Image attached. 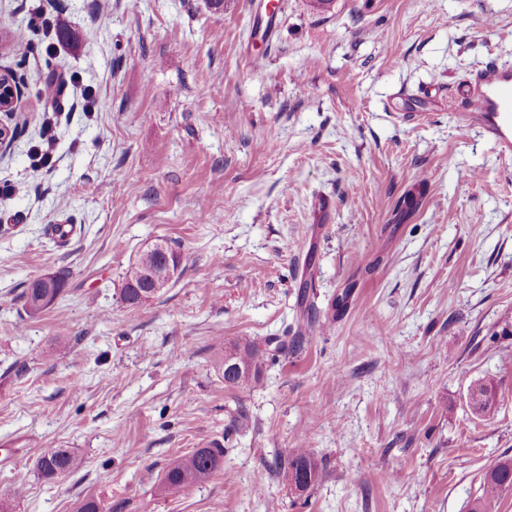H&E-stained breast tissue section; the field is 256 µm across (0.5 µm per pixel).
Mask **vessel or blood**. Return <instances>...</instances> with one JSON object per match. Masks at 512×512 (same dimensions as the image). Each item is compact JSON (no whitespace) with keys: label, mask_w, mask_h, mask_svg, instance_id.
I'll return each mask as SVG.
<instances>
[{"label":"vessel or blood","mask_w":512,"mask_h":512,"mask_svg":"<svg viewBox=\"0 0 512 512\" xmlns=\"http://www.w3.org/2000/svg\"><path fill=\"white\" fill-rule=\"evenodd\" d=\"M463 125L482 129L499 154L512 158V69L490 65L467 80L459 91Z\"/></svg>","instance_id":"1"}]
</instances>
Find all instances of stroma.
Masks as SVG:
<instances>
[{"label":"stroma","mask_w":512,"mask_h":512,"mask_svg":"<svg viewBox=\"0 0 512 512\" xmlns=\"http://www.w3.org/2000/svg\"><path fill=\"white\" fill-rule=\"evenodd\" d=\"M97 2L0 0L21 85L0 153V507L469 512L512 458V159L459 123L455 89L512 66V0H282L267 43L260 0ZM59 12L70 40L14 49ZM159 239L179 273L127 307ZM58 271L29 318L24 289ZM273 336L259 382L226 388L225 348ZM302 446L320 476L301 494L278 463ZM50 448L79 468L43 478ZM200 448L222 470L159 495Z\"/></svg>","instance_id":"stroma-1"}]
</instances>
